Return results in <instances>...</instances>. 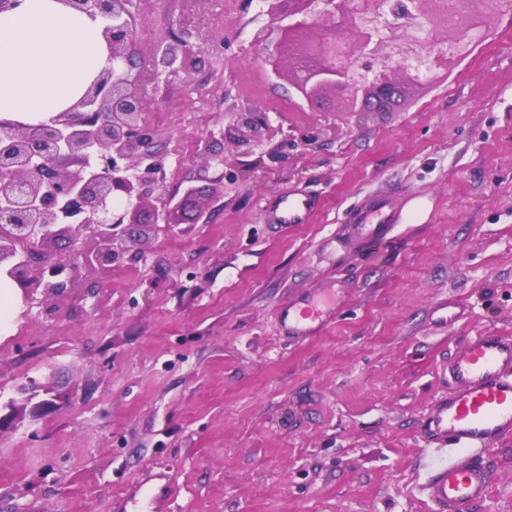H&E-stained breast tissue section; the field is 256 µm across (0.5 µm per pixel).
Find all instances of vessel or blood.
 I'll list each match as a JSON object with an SVG mask.
<instances>
[{
  "label": "vessel or blood",
  "instance_id": "b4317fda",
  "mask_svg": "<svg viewBox=\"0 0 512 512\" xmlns=\"http://www.w3.org/2000/svg\"><path fill=\"white\" fill-rule=\"evenodd\" d=\"M316 209L302 192L275 196L267 215L275 224H305ZM390 198L375 196L360 206L354 223H393ZM344 304V291L327 283L297 294L280 310L288 336L306 340L320 334ZM448 393L439 398L423 422L426 453L431 459L424 484L433 512H464L483 500L492 481L490 447L512 436V336L488 332L457 346L448 362ZM169 485L133 488L120 512H163Z\"/></svg>",
  "mask_w": 512,
  "mask_h": 512
}]
</instances>
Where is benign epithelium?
I'll return each mask as SVG.
<instances>
[{
    "mask_svg": "<svg viewBox=\"0 0 512 512\" xmlns=\"http://www.w3.org/2000/svg\"><path fill=\"white\" fill-rule=\"evenodd\" d=\"M101 22L112 67L83 96L47 122L0 117V278L25 300L42 288L58 292L80 267L108 269L142 258L139 244L194 197L172 190L158 130L145 120L148 82L183 70L180 50L146 54L131 20L134 0H61ZM435 9L427 12L425 3ZM501 0H263L278 37L258 29L255 42L276 74L288 77L310 105L332 93L346 111L382 112L403 82L434 80L488 32V6ZM240 113L200 152V171L224 184L227 140L260 143L258 125ZM86 237V254L59 243Z\"/></svg>",
    "mask_w": 512,
    "mask_h": 512,
    "instance_id": "obj_1",
    "label": "benign epithelium"
}]
</instances>
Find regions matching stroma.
<instances>
[{"instance_id":"1","label":"stroma","mask_w":512,"mask_h":512,"mask_svg":"<svg viewBox=\"0 0 512 512\" xmlns=\"http://www.w3.org/2000/svg\"><path fill=\"white\" fill-rule=\"evenodd\" d=\"M135 18L145 51L191 46L145 112L181 155L172 187L237 113L296 144L225 143L209 223L16 306L0 398L31 383L48 405L19 407L0 431V512H111L148 470L172 475L171 512H432L422 423L448 391L442 369L467 339L512 336V6L389 112H346L329 94L312 111L262 61L255 0H135ZM290 189L317 211L269 223L266 199ZM370 195L402 207L373 237L351 222ZM328 280L346 291L335 322L282 336L280 304ZM448 298L468 317L436 325ZM489 457V493L466 512H512V437Z\"/></svg>"}]
</instances>
